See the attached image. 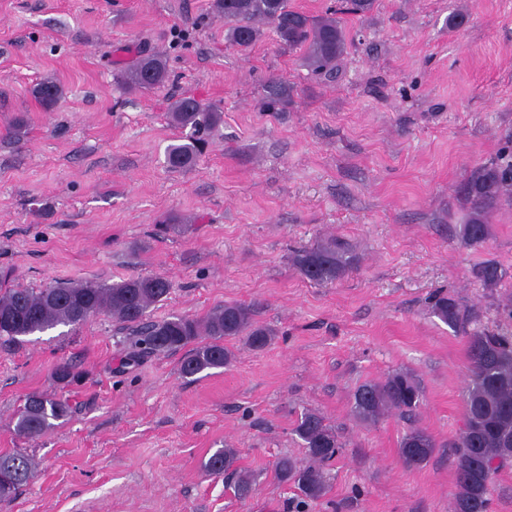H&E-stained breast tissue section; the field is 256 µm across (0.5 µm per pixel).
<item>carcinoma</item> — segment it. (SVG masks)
Returning a JSON list of instances; mask_svg holds the SVG:
<instances>
[{
	"instance_id": "cac0c4a2",
	"label": "carcinoma",
	"mask_w": 512,
	"mask_h": 512,
	"mask_svg": "<svg viewBox=\"0 0 512 512\" xmlns=\"http://www.w3.org/2000/svg\"><path fill=\"white\" fill-rule=\"evenodd\" d=\"M215 12L224 17L226 39L248 48L261 34V27H272L280 44L301 52L304 66L313 75L336 71L347 52V34L336 13L310 17L291 5L290 0H213ZM167 60L159 52L144 53L124 75L130 89H152L169 81ZM36 94L40 103L52 108L62 94L53 80L42 81ZM168 119L181 132L166 148V163L175 171L197 165L210 144L224 114L193 97L176 99ZM455 193L466 210L461 228L463 241L481 246L488 240L489 219L500 205L512 199V164L497 157L466 171ZM355 264V257L340 241L332 238L295 255L299 273L316 284H328L343 276ZM485 286L496 287L512 276L508 269L489 261L473 271ZM10 271L0 272V338L16 343L58 326L73 327L88 318L107 313L116 321L139 328L140 338L128 360L145 353H171L187 349L179 372L184 378L226 366L231 351L224 339L244 336L255 351L265 349L272 329L257 324L253 311L242 304L216 307L202 318L175 315L163 320L150 319L153 308L171 293V282L159 275H141L112 284L54 283L43 288L9 286ZM505 327L490 330L480 324L479 311L452 296L438 295L432 313L449 328L467 338L469 379L465 387L464 428L457 441L456 491L453 512H488L490 486L496 474L512 466V292L502 303ZM57 385L64 389L80 374L69 362L53 370ZM423 386L410 371L399 370L381 381H368L353 394L351 413L364 424H375L392 413L412 416L422 405ZM71 411L63 395H32L19 407L16 431L19 436L36 439ZM302 442L309 464L300 466L291 456L275 463L277 478L292 484L303 497L315 502L326 493L325 466L334 460L343 444L335 428L317 411L301 413L293 429ZM436 448L426 430L413 426L402 436L399 457L407 466L427 462ZM233 448L216 450L204 463L212 476L230 475L236 479L240 496L252 486L250 475L239 471ZM34 463L25 453L0 455V500L10 498L32 478Z\"/></svg>"
}]
</instances>
